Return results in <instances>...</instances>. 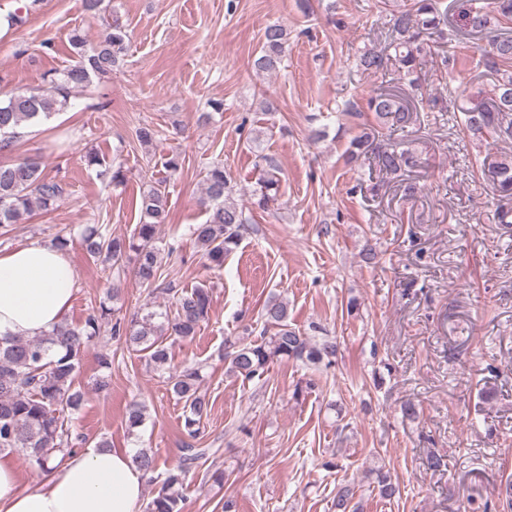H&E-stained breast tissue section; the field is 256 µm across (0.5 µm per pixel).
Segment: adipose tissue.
<instances>
[{"label":"adipose tissue","instance_id":"obj_1","mask_svg":"<svg viewBox=\"0 0 512 512\" xmlns=\"http://www.w3.org/2000/svg\"><path fill=\"white\" fill-rule=\"evenodd\" d=\"M77 273L53 244L0 251V338L41 336L67 322ZM15 459L0 454V512H136L146 474L130 449L91 448L52 462L44 482L20 489Z\"/></svg>","mask_w":512,"mask_h":512}]
</instances>
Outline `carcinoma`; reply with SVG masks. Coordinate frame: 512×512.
Listing matches in <instances>:
<instances>
[{
    "label": "carcinoma",
    "mask_w": 512,
    "mask_h": 512,
    "mask_svg": "<svg viewBox=\"0 0 512 512\" xmlns=\"http://www.w3.org/2000/svg\"><path fill=\"white\" fill-rule=\"evenodd\" d=\"M462 18L469 32L488 38L489 49L480 50L478 64L494 75L489 88L467 97L450 90L444 101L432 96L424 78L431 47L452 43L458 32L448 26L444 0L399 4L390 11L384 50L366 47L356 58L363 71L394 75L397 85L379 88L367 98L366 109L374 123L351 139L348 153L355 159L370 158L383 173L401 177L417 166L418 156L393 135L406 132L419 112H453L450 134L464 131L478 156L499 151L489 168L497 196L496 219L500 224H512V153L501 150L503 145L512 146V36L501 32L502 25L512 22V0H463ZM128 42L129 32L116 14L103 39L92 47L79 29H73L69 37L72 63L50 74L48 87H30L0 98V152L14 150L20 138L18 128L40 116L48 118L66 111L92 78L111 75L123 63ZM287 46V30L277 24L267 26L254 67L266 72L276 70ZM259 159L265 166L249 196L253 207L265 211L278 203L281 170L267 156ZM85 161L108 185L118 186L126 180L122 166L106 163L95 151L88 152ZM204 182L207 219L192 225L190 232L202 257L221 267L239 246L249 225L242 208L231 200L234 186L223 163H212ZM67 188L66 182L48 176L35 160L0 164V227L17 224L36 209L52 210ZM167 204L163 182H151L140 195L139 224L131 236H113L103 224H87L81 229L85 254L112 269V300L120 298L121 277L126 275L129 260L133 261L131 274L139 284L152 288L160 280L162 256L156 240L158 227L167 218ZM160 290L172 297L173 308L151 302L126 319L115 316L117 308L101 301L77 324L67 322L43 336L0 340V452H20L43 473L51 458L73 453L65 415L79 410L84 401L79 387L82 356L107 327L112 340L137 352L155 371L168 375L173 395L183 404L185 440L178 461L160 471L155 457L140 448L133 462L149 475V481L158 484L145 512H184L188 474L212 452L210 448L195 447L210 402L201 390L200 367L174 369L169 341L186 342L197 335L208 316L211 289L202 285L188 290L167 282ZM289 318L288 302L271 297L260 311L261 327L254 339H224L226 374L244 385H257L270 365L278 361L292 360L314 371L334 367L336 338L324 335L317 339ZM146 414L145 402L129 403L125 416L128 434L144 424ZM369 473L380 498L395 496L398 488L384 466L371 468ZM356 493L353 482L337 484L333 497L336 512H359V505L354 503ZM473 512H512V480L500 483L495 501H486Z\"/></svg>",
    "instance_id": "1"
}]
</instances>
